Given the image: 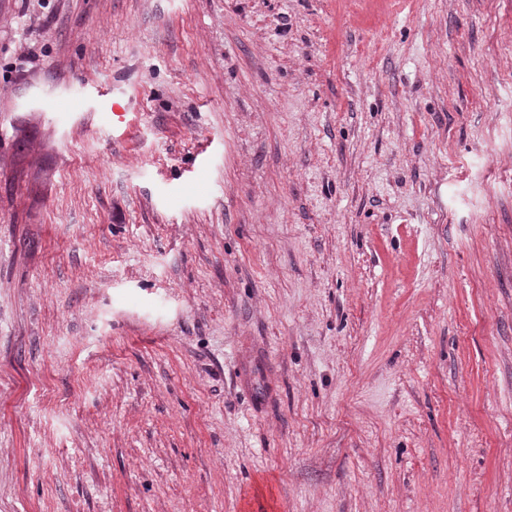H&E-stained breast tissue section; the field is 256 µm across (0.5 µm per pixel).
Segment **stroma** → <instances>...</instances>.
<instances>
[{"mask_svg":"<svg viewBox=\"0 0 512 512\" xmlns=\"http://www.w3.org/2000/svg\"><path fill=\"white\" fill-rule=\"evenodd\" d=\"M0 512H512V0H0Z\"/></svg>","mask_w":512,"mask_h":512,"instance_id":"stroma-1","label":"stroma"}]
</instances>
